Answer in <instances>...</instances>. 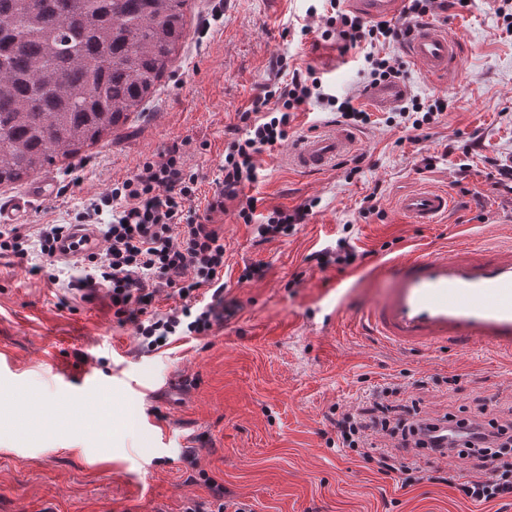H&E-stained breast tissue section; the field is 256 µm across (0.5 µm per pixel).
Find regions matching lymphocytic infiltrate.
<instances>
[{
    "mask_svg": "<svg viewBox=\"0 0 512 512\" xmlns=\"http://www.w3.org/2000/svg\"><path fill=\"white\" fill-rule=\"evenodd\" d=\"M328 2L331 12L324 38L334 37L348 46L368 42L365 60L373 82L400 78L399 68L374 50L375 45L397 40L398 27L388 21L366 24L342 12L340 0ZM313 98L335 104L339 118L348 124L370 121L369 114L354 107L351 99L339 102L323 95L315 71L264 85L252 109L239 116L243 134L232 137L224 149L221 190L208 206L210 213L224 211L226 201L236 202L237 219L256 224L259 235L268 239L287 235L293 225L303 223L309 213L305 207L290 212L276 209L256 217L255 199L241 197L240 188L259 177L255 154L287 140L294 112ZM196 184L175 147L160 160L145 162L134 177L116 184L78 216L81 223L93 224L102 207L115 201L120 204L104 232L106 248L89 255V271L72 282V289L92 292L106 287L117 323L133 325L137 335L157 344L166 342L179 326L200 334L237 313L236 306L225 304L220 281L224 236L208 216L186 207ZM162 286L173 289L183 302L181 309L163 316L150 310ZM204 288L210 289L211 301L199 315H192L191 306L198 303ZM401 392V386L393 384L378 391L368 406L342 410L336 418V437L342 447H365L370 436L376 435L414 452L425 448L439 458L470 459L476 463L477 475L441 471L437 481L454 486L475 502L512 498L511 421L494 417L485 407L465 415L425 416L418 402L402 398Z\"/></svg>",
    "mask_w": 512,
    "mask_h": 512,
    "instance_id": "lymphocytic-infiltrate-1",
    "label": "lymphocytic infiltrate"
}]
</instances>
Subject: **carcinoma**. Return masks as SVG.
Segmentation results:
<instances>
[{"mask_svg": "<svg viewBox=\"0 0 512 512\" xmlns=\"http://www.w3.org/2000/svg\"><path fill=\"white\" fill-rule=\"evenodd\" d=\"M188 0H0V185L140 112L186 38Z\"/></svg>", "mask_w": 512, "mask_h": 512, "instance_id": "cac0c4a2", "label": "carcinoma"}]
</instances>
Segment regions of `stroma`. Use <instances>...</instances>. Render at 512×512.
Masks as SVG:
<instances>
[{
    "instance_id": "obj_1",
    "label": "stroma",
    "mask_w": 512,
    "mask_h": 512,
    "mask_svg": "<svg viewBox=\"0 0 512 512\" xmlns=\"http://www.w3.org/2000/svg\"><path fill=\"white\" fill-rule=\"evenodd\" d=\"M326 9L325 0H189L186 41L143 111L34 174L57 193L33 201L20 228L31 236L74 223L88 199L179 147L198 178L192 208L224 235V297L238 312L150 348L115 322L106 290L87 302L70 289L83 274L75 262L36 246L23 261L0 256V512H185L210 502L211 481L253 512H512L445 483L401 485L338 447L334 425L337 409L387 383L432 416L488 399L498 418L512 419V359L394 348L359 323L410 251L512 239V192L491 177L495 165L512 164V32L503 21L512 2L434 0L429 20L463 48L441 78L423 75L397 43L381 47L411 96L446 104L420 134L399 124V111H374L353 128L351 157L301 173L286 160L291 142L336 122L334 108L312 99L288 142L256 154L260 176L243 192L257 213L311 208L288 236L262 240L236 219L232 201L225 212L206 211L239 113L277 71L314 70L325 93L366 109V48L324 40ZM416 186L448 192L446 218L406 222L395 199ZM371 193L379 210L366 214ZM340 238L360 259L318 267L312 253L335 250ZM340 279L336 311L323 295ZM85 369L109 406L96 424L83 387L61 383Z\"/></svg>"
}]
</instances>
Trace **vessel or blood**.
<instances>
[{
  "mask_svg": "<svg viewBox=\"0 0 512 512\" xmlns=\"http://www.w3.org/2000/svg\"><path fill=\"white\" fill-rule=\"evenodd\" d=\"M370 20L402 15L405 0H347ZM399 48L426 76L445 75L461 52L457 39L430 21L408 19ZM409 88L400 81L369 87L370 106L386 112L398 107ZM352 134L335 126L302 137L289 152V166L320 173L350 153ZM55 186L40 182L24 195L0 204L1 224H22L32 200L54 196ZM451 199L446 191L418 188L400 195L398 211L412 224H433L446 215ZM99 246L92 227L79 225L57 243L55 256L68 261ZM362 326L386 344L435 351L442 348L487 350L512 357V244H468L453 249H421L400 261L392 288L362 315Z\"/></svg>",
  "mask_w": 512,
  "mask_h": 512,
  "instance_id": "b4317fda",
  "label": "vessel or blood"
}]
</instances>
